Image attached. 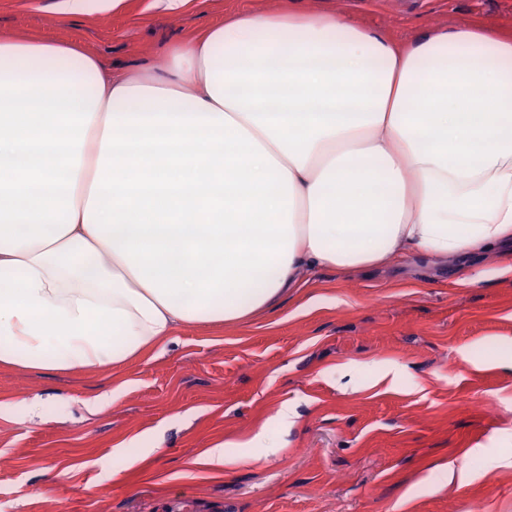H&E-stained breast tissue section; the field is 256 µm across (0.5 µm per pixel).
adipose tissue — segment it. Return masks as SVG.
Returning a JSON list of instances; mask_svg holds the SVG:
<instances>
[{
    "instance_id": "obj_1",
    "label": "adipose tissue",
    "mask_w": 512,
    "mask_h": 512,
    "mask_svg": "<svg viewBox=\"0 0 512 512\" xmlns=\"http://www.w3.org/2000/svg\"><path fill=\"white\" fill-rule=\"evenodd\" d=\"M166 76L0 40V366H123L321 269L512 250V33L254 11Z\"/></svg>"
}]
</instances>
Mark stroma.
<instances>
[{
	"label": "stroma",
	"instance_id": "35a3bbf8",
	"mask_svg": "<svg viewBox=\"0 0 512 512\" xmlns=\"http://www.w3.org/2000/svg\"><path fill=\"white\" fill-rule=\"evenodd\" d=\"M343 13L404 43L463 25L512 32V0H125L73 13L67 0H0V39L73 42L118 70L161 74L172 48L235 11ZM394 259L330 269L275 309L190 325L109 371L0 366V512H512V274ZM396 364L394 385H374ZM295 414L280 445L216 467ZM141 440L146 458L118 445ZM277 442L268 435L266 428L261 427L248 442H222L210 448L208 463L215 466L238 464L252 456L235 452L226 448H276Z\"/></svg>",
	"mask_w": 512,
	"mask_h": 512
}]
</instances>
